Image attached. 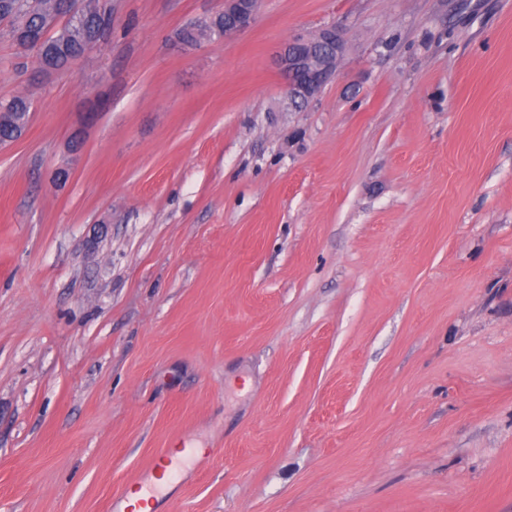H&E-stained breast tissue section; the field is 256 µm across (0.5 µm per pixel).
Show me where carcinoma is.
<instances>
[{
    "mask_svg": "<svg viewBox=\"0 0 512 512\" xmlns=\"http://www.w3.org/2000/svg\"><path fill=\"white\" fill-rule=\"evenodd\" d=\"M49 0H3L0 11L9 15L8 36L14 40L45 29V5ZM112 16L96 12L86 16L79 27H65L48 36L39 45L37 58L44 68L63 70L80 59L110 29ZM31 102L24 96H16L0 105V141H10L19 136L20 121L30 111Z\"/></svg>",
    "mask_w": 512,
    "mask_h": 512,
    "instance_id": "cac0c4a2",
    "label": "carcinoma"
}]
</instances>
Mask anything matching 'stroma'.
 I'll use <instances>...</instances> for the list:
<instances>
[{"instance_id": "35a3bbf8", "label": "stroma", "mask_w": 512, "mask_h": 512, "mask_svg": "<svg viewBox=\"0 0 512 512\" xmlns=\"http://www.w3.org/2000/svg\"><path fill=\"white\" fill-rule=\"evenodd\" d=\"M105 3L63 71L0 24V512H110L161 448L158 512H512V0H259L192 46L224 0ZM257 0H226L224 9L220 12L224 17L218 18V23L224 26L210 28L213 35L218 37L230 36L250 28L256 18ZM319 43L320 50L307 51L308 45ZM301 46L300 52L292 50ZM345 53V41L336 28H322L313 37H299L284 44L278 55L280 70L287 80L288 97L306 103L315 99L333 78ZM30 109L31 102L24 96H16L9 102L0 105V141L14 140L19 136L21 133L19 123L24 117L23 112H30ZM28 117L27 114L23 120L25 126L23 134L26 131Z\"/></svg>"}]
</instances>
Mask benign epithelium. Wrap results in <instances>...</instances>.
I'll list each match as a JSON object with an SVG mask.
<instances>
[{
	"label": "benign epithelium",
	"mask_w": 512,
	"mask_h": 512,
	"mask_svg": "<svg viewBox=\"0 0 512 512\" xmlns=\"http://www.w3.org/2000/svg\"><path fill=\"white\" fill-rule=\"evenodd\" d=\"M257 0H224V25L210 28L212 34L230 36L250 28L256 18ZM102 8L89 0H55L48 27L78 21L87 10ZM345 53V41L334 28H323L310 38H294L278 55L280 70L287 80L288 97L306 103L315 99L333 78Z\"/></svg>",
	"instance_id": "benign-epithelium-1"
}]
</instances>
